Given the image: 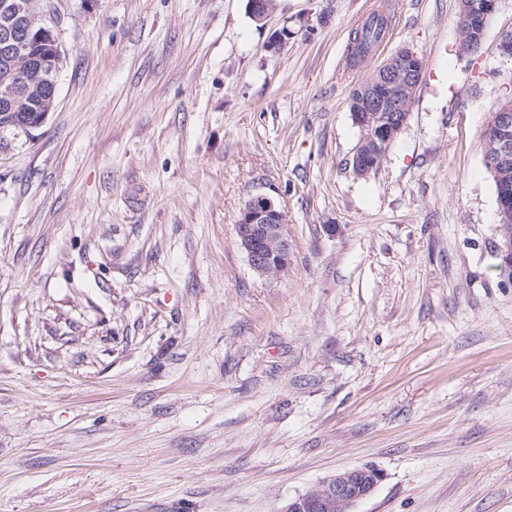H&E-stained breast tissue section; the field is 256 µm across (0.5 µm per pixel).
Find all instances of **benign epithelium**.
Instances as JSON below:
<instances>
[{
	"label": "benign epithelium",
	"mask_w": 512,
	"mask_h": 512,
	"mask_svg": "<svg viewBox=\"0 0 512 512\" xmlns=\"http://www.w3.org/2000/svg\"><path fill=\"white\" fill-rule=\"evenodd\" d=\"M499 0H461L459 53L484 36L485 25L498 10ZM6 66L0 68V129L28 130L41 126L55 106L62 53L55 27L46 11L33 16L28 28L0 29ZM422 61L410 49L395 54L373 70L360 86L351 113L359 128L354 169L364 176L377 169L407 122L410 105L420 82ZM494 134L488 140L493 160L489 169L499 192L501 242L497 257L512 269V208L506 189L512 186V94L496 106ZM236 237L250 267L259 275H277L288 269L292 242L284 211L265 195L248 198L235 224ZM383 480L381 470L364 466L340 472L288 501L282 512H354Z\"/></svg>",
	"instance_id": "obj_1"
}]
</instances>
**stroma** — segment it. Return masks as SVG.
<instances>
[{
  "instance_id": "35a3bbf8",
  "label": "stroma",
  "mask_w": 512,
  "mask_h": 512,
  "mask_svg": "<svg viewBox=\"0 0 512 512\" xmlns=\"http://www.w3.org/2000/svg\"><path fill=\"white\" fill-rule=\"evenodd\" d=\"M370 2L55 0L56 106L0 131V512H282L365 465L355 512H512L484 160L512 0L475 55L458 0H392L383 53L423 74L361 176L349 99L376 63L337 64ZM260 193L292 241L277 276L235 235Z\"/></svg>"
}]
</instances>
